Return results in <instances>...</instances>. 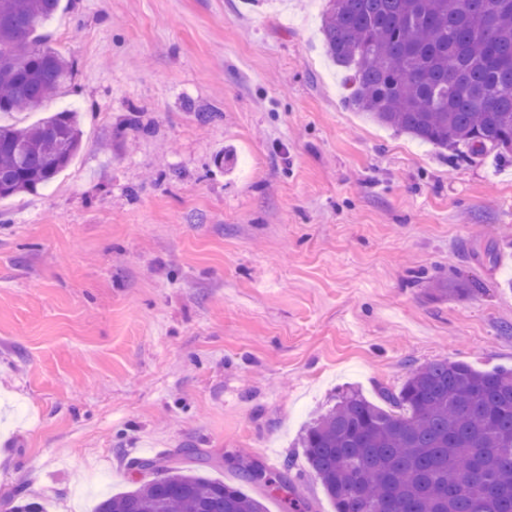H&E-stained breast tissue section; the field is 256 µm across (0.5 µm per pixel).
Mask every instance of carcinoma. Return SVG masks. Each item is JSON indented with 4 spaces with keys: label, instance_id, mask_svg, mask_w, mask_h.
<instances>
[{
    "label": "carcinoma",
    "instance_id": "obj_1",
    "mask_svg": "<svg viewBox=\"0 0 512 512\" xmlns=\"http://www.w3.org/2000/svg\"><path fill=\"white\" fill-rule=\"evenodd\" d=\"M328 57L352 71L370 120L459 156H512V0H325ZM60 0H0V112L36 107L71 81L36 34ZM77 114L0 125V198L49 183L78 152ZM380 406L358 390L309 423L298 447L335 512H512V369L443 359L413 368ZM95 512H267L239 486L145 459ZM243 480L289 491L258 465Z\"/></svg>",
    "mask_w": 512,
    "mask_h": 512
}]
</instances>
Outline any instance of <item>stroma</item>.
<instances>
[{
  "label": "stroma",
  "mask_w": 512,
  "mask_h": 512,
  "mask_svg": "<svg viewBox=\"0 0 512 512\" xmlns=\"http://www.w3.org/2000/svg\"><path fill=\"white\" fill-rule=\"evenodd\" d=\"M324 7L69 0L46 28L72 82L0 122L74 101L83 140L0 201V512H94L174 454L229 483L286 471L334 512L296 442L338 392L512 368V162L352 108Z\"/></svg>",
  "instance_id": "35a3bbf8"
}]
</instances>
